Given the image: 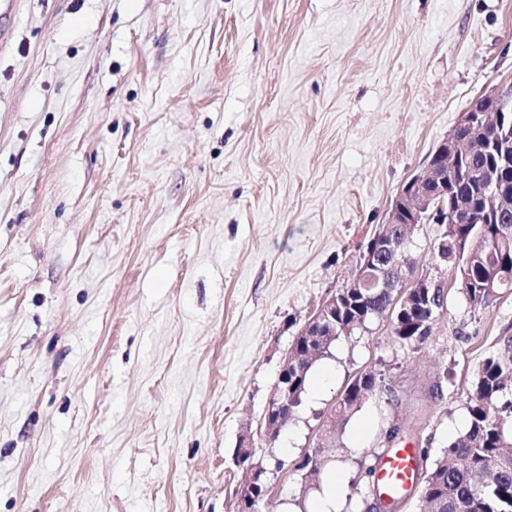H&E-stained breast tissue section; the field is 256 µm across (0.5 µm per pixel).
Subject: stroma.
<instances>
[{
  "mask_svg": "<svg viewBox=\"0 0 512 512\" xmlns=\"http://www.w3.org/2000/svg\"><path fill=\"white\" fill-rule=\"evenodd\" d=\"M512 83V0H0V512H368L360 469L400 430L427 472L463 433L512 294L445 303L424 342L389 318L316 361L275 441L298 329L356 275L463 109ZM384 390L341 416L360 373ZM321 452L320 474L303 463ZM283 471H274L275 461ZM318 357L310 358L307 351H302L298 346L291 345L288 353L283 358L275 386L278 396L272 397L266 414V435L270 440L275 439L277 434L288 424L292 415H288L292 408L288 402V384L293 382L291 394L299 392L305 387L308 373ZM284 413L282 414V411ZM273 422V423H272Z\"/></svg>",
  "mask_w": 512,
  "mask_h": 512,
  "instance_id": "35a3bbf8",
  "label": "stroma"
}]
</instances>
